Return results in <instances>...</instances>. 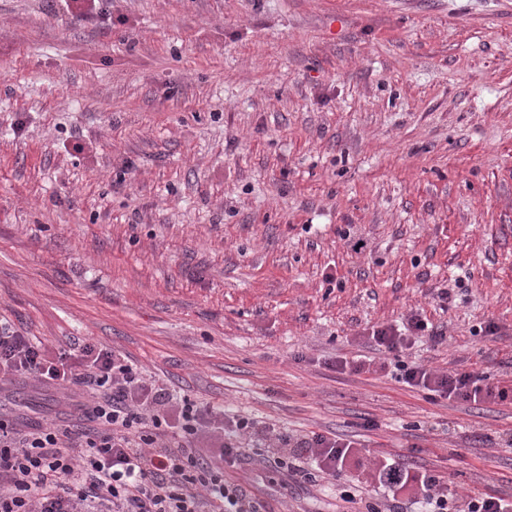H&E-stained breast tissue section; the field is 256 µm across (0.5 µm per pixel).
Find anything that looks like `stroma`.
Returning <instances> with one entry per match:
<instances>
[{"label": "stroma", "mask_w": 512, "mask_h": 512, "mask_svg": "<svg viewBox=\"0 0 512 512\" xmlns=\"http://www.w3.org/2000/svg\"><path fill=\"white\" fill-rule=\"evenodd\" d=\"M107 9L0 0V318L512 500V449L484 441L512 403L327 365L376 357L369 328L416 311L447 339L409 358L512 387V0ZM64 396L14 387L0 413L49 427ZM249 454L273 512H362Z\"/></svg>", "instance_id": "35a3bbf8"}]
</instances>
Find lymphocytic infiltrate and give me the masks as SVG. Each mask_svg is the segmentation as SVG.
Returning a JSON list of instances; mask_svg holds the SVG:
<instances>
[{
	"instance_id": "1",
	"label": "lymphocytic infiltrate",
	"mask_w": 512,
	"mask_h": 512,
	"mask_svg": "<svg viewBox=\"0 0 512 512\" xmlns=\"http://www.w3.org/2000/svg\"><path fill=\"white\" fill-rule=\"evenodd\" d=\"M370 336L393 353L394 364L335 359L330 366L354 373L392 371L403 386L440 398L482 404L512 399V393L486 384L482 375L451 370L437 373L402 355L416 340L443 344L442 327L419 314L401 325H377ZM28 382L72 392L65 422L53 428L18 425L0 416V512H268L251 483L225 478V471L248 465L239 446L245 438L277 452L273 463L292 481L315 473H342L352 445L317 431L274 432L239 419L236 436H222L223 411L183 401L172 406L167 388L146 384L125 359L89 341L59 352L0 322V391ZM177 416L182 435L171 442L164 430ZM217 433L216 448L201 453L199 439ZM376 482L395 492L415 485L430 512H512L501 497H449L430 472L410 464L379 461Z\"/></svg>"
}]
</instances>
